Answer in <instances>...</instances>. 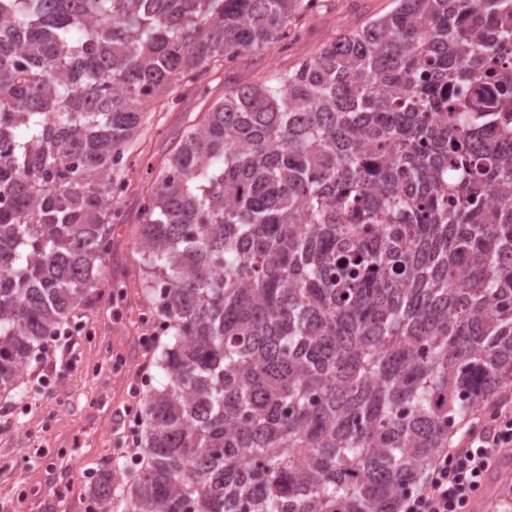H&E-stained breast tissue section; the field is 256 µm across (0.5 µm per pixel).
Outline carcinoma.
Masks as SVG:
<instances>
[{
  "label": "carcinoma",
  "mask_w": 512,
  "mask_h": 512,
  "mask_svg": "<svg viewBox=\"0 0 512 512\" xmlns=\"http://www.w3.org/2000/svg\"><path fill=\"white\" fill-rule=\"evenodd\" d=\"M318 2L0 0V399L116 288L146 108ZM140 216L165 383L90 512H399L512 376V0H395L234 88Z\"/></svg>",
  "instance_id": "1"
}]
</instances>
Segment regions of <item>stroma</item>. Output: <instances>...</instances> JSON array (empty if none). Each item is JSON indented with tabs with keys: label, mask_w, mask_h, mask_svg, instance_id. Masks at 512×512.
Here are the masks:
<instances>
[{
	"label": "stroma",
	"mask_w": 512,
	"mask_h": 512,
	"mask_svg": "<svg viewBox=\"0 0 512 512\" xmlns=\"http://www.w3.org/2000/svg\"><path fill=\"white\" fill-rule=\"evenodd\" d=\"M394 7V0H321L318 9L293 15L296 39L247 52L213 71L198 88L148 109L143 132L129 147L133 168L120 200L125 221L112 228L106 263L122 296L92 305L81 331L48 341L24 373L26 391L0 401V512H81L96 472L130 460L125 414L143 404L148 387L162 382L157 361L168 342L164 336L146 341L147 329L138 319L146 302L136 252L139 204L190 120L202 117L235 86L294 70L323 44ZM60 460L66 475L51 479V465Z\"/></svg>",
	"instance_id": "35a3bbf8"
}]
</instances>
